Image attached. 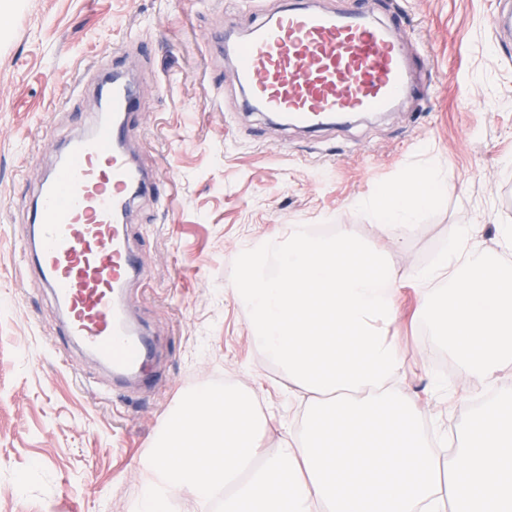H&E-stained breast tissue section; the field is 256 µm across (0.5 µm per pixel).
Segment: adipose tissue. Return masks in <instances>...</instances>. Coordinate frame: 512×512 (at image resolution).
Instances as JSON below:
<instances>
[{
	"label": "adipose tissue",
	"instance_id": "obj_1",
	"mask_svg": "<svg viewBox=\"0 0 512 512\" xmlns=\"http://www.w3.org/2000/svg\"><path fill=\"white\" fill-rule=\"evenodd\" d=\"M439 180L440 173L436 170L413 174L404 184L383 192L375 203L380 218L378 232L386 235L394 225H410L428 201V186Z\"/></svg>",
	"mask_w": 512,
	"mask_h": 512
}]
</instances>
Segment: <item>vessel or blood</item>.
I'll return each mask as SVG.
<instances>
[{"instance_id":"vessel-or-blood-1","label":"vessel or blood","mask_w":512,"mask_h":512,"mask_svg":"<svg viewBox=\"0 0 512 512\" xmlns=\"http://www.w3.org/2000/svg\"><path fill=\"white\" fill-rule=\"evenodd\" d=\"M489 26L503 48L512 47L511 13L492 15ZM208 43L233 55L246 109L308 130L387 111L427 67L426 53L409 60L394 25L374 21L366 8L336 13L309 0H285L243 39L216 30ZM92 97L109 109L64 144L38 185L20 266L50 289L68 341L123 387L155 369L151 340L128 317L127 288L142 269L125 218L131 202L159 195L167 180L138 166L127 146L138 107L129 74L104 72Z\"/></svg>"}]
</instances>
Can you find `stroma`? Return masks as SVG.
Here are the masks:
<instances>
[{
  "mask_svg": "<svg viewBox=\"0 0 512 512\" xmlns=\"http://www.w3.org/2000/svg\"><path fill=\"white\" fill-rule=\"evenodd\" d=\"M283 0H18L0 16V512H136L140 467L192 385L214 377L254 390L272 418L275 454L301 404L227 290L236 257L291 224L324 233L349 224L380 240L399 276L404 319L389 329L411 368L430 437L454 438L474 381L411 322L423 267L450 225L476 224L487 243L512 225V55L487 26L504 0H372L377 21L399 17L425 36L429 93L310 137L245 110L228 57L206 49L218 28L239 35ZM153 52L141 57L139 43ZM140 92L131 142L167 175L163 199L127 214L144 279L133 315L157 348L161 375L127 394L94 361L74 357L59 312L36 276L19 273L27 207L62 141L86 131L91 79L111 53ZM440 170L414 231L379 237L370 201L408 175Z\"/></svg>",
  "mask_w": 512,
  "mask_h": 512,
  "instance_id": "35a3bbf8",
  "label": "stroma"
}]
</instances>
